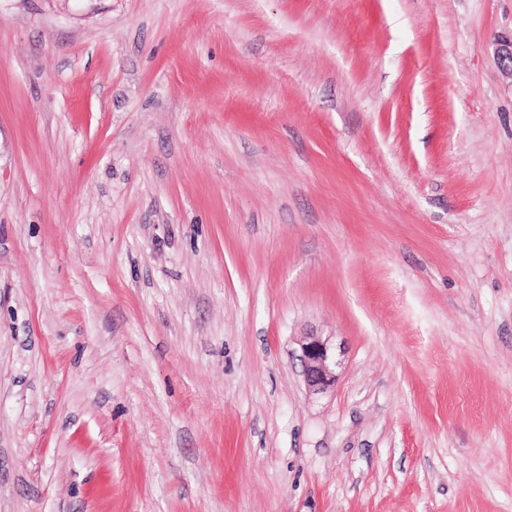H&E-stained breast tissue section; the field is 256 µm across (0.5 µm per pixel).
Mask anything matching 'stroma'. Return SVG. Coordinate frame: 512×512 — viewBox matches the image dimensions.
I'll return each instance as SVG.
<instances>
[{
    "instance_id": "1",
    "label": "stroma",
    "mask_w": 512,
    "mask_h": 512,
    "mask_svg": "<svg viewBox=\"0 0 512 512\" xmlns=\"http://www.w3.org/2000/svg\"><path fill=\"white\" fill-rule=\"evenodd\" d=\"M510 36L0 0V512H512ZM304 380L310 391L323 392L336 382V352L327 340L308 336L301 345Z\"/></svg>"
}]
</instances>
